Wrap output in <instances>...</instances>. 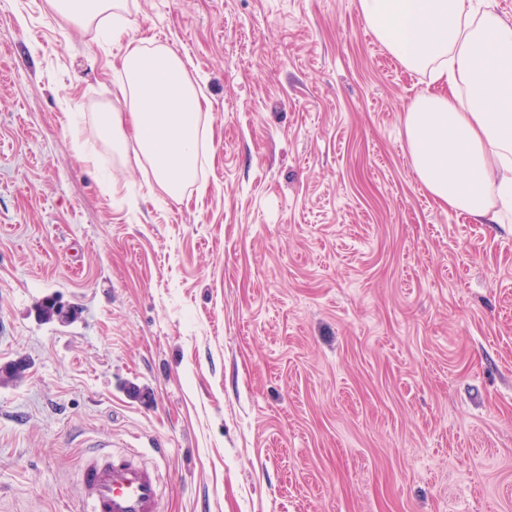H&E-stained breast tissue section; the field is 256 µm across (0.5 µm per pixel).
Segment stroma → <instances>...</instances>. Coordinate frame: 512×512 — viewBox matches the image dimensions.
Returning <instances> with one entry per match:
<instances>
[{
  "label": "stroma",
  "mask_w": 512,
  "mask_h": 512,
  "mask_svg": "<svg viewBox=\"0 0 512 512\" xmlns=\"http://www.w3.org/2000/svg\"><path fill=\"white\" fill-rule=\"evenodd\" d=\"M128 2L116 44L0 0V512L152 444L162 512H512V213L418 182L427 76L358 0ZM151 38L207 103L178 201L95 120Z\"/></svg>",
  "instance_id": "stroma-1"
}]
</instances>
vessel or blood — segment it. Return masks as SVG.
Returning a JSON list of instances; mask_svg holds the SVG:
<instances>
[{"label":"vessel or blood","mask_w":512,"mask_h":512,"mask_svg":"<svg viewBox=\"0 0 512 512\" xmlns=\"http://www.w3.org/2000/svg\"><path fill=\"white\" fill-rule=\"evenodd\" d=\"M162 475L139 456L100 448L82 465L81 512H161Z\"/></svg>","instance_id":"obj_1"}]
</instances>
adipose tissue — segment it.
Returning a JSON list of instances; mask_svg holds the SVG:
<instances>
[{"instance_id": "adipose-tissue-1", "label": "adipose tissue", "mask_w": 512, "mask_h": 512, "mask_svg": "<svg viewBox=\"0 0 512 512\" xmlns=\"http://www.w3.org/2000/svg\"><path fill=\"white\" fill-rule=\"evenodd\" d=\"M494 0H359L377 39L435 90L401 114L413 171L440 206L480 224L512 208V22ZM75 27L125 39L128 0H50ZM117 84L124 112L96 116L117 155L135 152L167 195L195 183L201 143L198 87L181 57L150 42L128 51Z\"/></svg>"}]
</instances>
